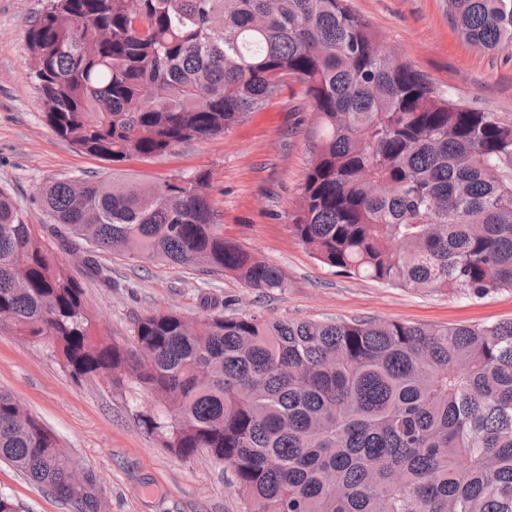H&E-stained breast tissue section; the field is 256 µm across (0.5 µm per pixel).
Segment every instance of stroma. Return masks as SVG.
Returning a JSON list of instances; mask_svg holds the SVG:
<instances>
[{"label":"stroma","instance_id":"stroma-1","mask_svg":"<svg viewBox=\"0 0 512 512\" xmlns=\"http://www.w3.org/2000/svg\"><path fill=\"white\" fill-rule=\"evenodd\" d=\"M46 0H0V188L35 224L48 223L32 203L38 189L64 177L111 170L47 125L29 76L27 32ZM380 34L383 48L425 73L441 91L469 105L512 114V47L488 53L454 32L448 0H351ZM316 117L299 86L284 87L268 111L224 134L180 144L171 153L133 158L123 171L144 178L207 173V194L221 216L219 230L246 251L277 265L284 287L264 292L201 266H138L117 254L100 260L111 286L82 277L83 300L114 342L132 343L134 322L152 310L201 317L202 294L216 310L288 320L378 319L450 326L512 321V290L484 297L415 292L338 275L297 240L289 216L304 181ZM0 390L58 437L94 477L102 512H245L233 477L206 452L184 459L162 448L139 418L149 394L96 375L74 381L47 341L0 331ZM0 493L18 512H73L70 505L0 462Z\"/></svg>","mask_w":512,"mask_h":512}]
</instances>
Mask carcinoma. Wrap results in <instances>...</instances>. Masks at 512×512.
Segmentation results:
<instances>
[{
  "label": "carcinoma",
  "instance_id": "1",
  "mask_svg": "<svg viewBox=\"0 0 512 512\" xmlns=\"http://www.w3.org/2000/svg\"><path fill=\"white\" fill-rule=\"evenodd\" d=\"M473 45L512 47V0H448ZM108 31L111 39L99 40ZM48 125L115 163L173 151L264 112L288 82L317 116L293 235L342 276L459 296L512 290V117L439 91L386 53L349 0H48L28 31ZM185 180L96 175L42 187L51 236L106 286L98 253L199 265L252 290L276 265L224 239ZM54 345L76 380L161 399L144 429L229 467L246 512H512V321L408 325L149 312L128 350L102 335L71 264L0 190V315ZM0 461L74 512L94 480L0 391Z\"/></svg>",
  "mask_w": 512,
  "mask_h": 512
}]
</instances>
